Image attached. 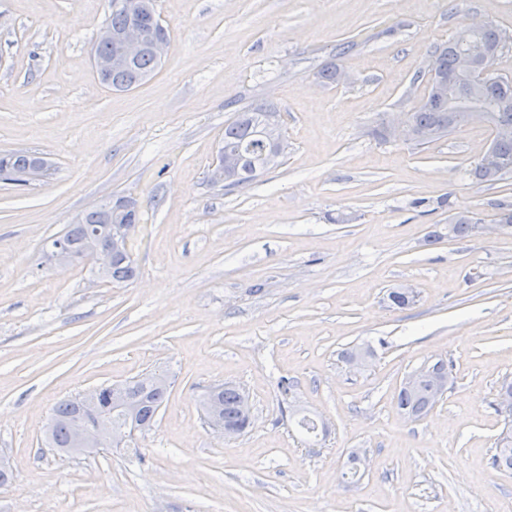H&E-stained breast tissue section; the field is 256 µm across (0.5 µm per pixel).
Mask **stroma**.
Here are the masks:
<instances>
[{
    "label": "stroma",
    "instance_id": "obj_1",
    "mask_svg": "<svg viewBox=\"0 0 512 512\" xmlns=\"http://www.w3.org/2000/svg\"><path fill=\"white\" fill-rule=\"evenodd\" d=\"M170 34L154 76L101 84L93 46L111 0H0V153L51 175L0 183V512H512L493 469L512 379V176L472 179L490 128L418 146L392 132L427 91L419 76L458 29L512 30V0H155ZM353 41L341 52L344 41ZM336 64L344 82L316 76ZM273 103L287 143L250 184L209 178L224 126ZM136 201V278L91 284L43 250L108 197ZM467 210L491 230L448 237ZM417 298L391 305L392 289ZM372 351L364 368L343 357ZM448 364L424 417L397 408L405 379ZM170 393L154 427L68 456L44 426L62 397L148 372ZM326 427L306 441L279 389ZM230 382L253 424L201 420ZM365 451L359 481L343 474Z\"/></svg>",
    "mask_w": 512,
    "mask_h": 512
}]
</instances>
